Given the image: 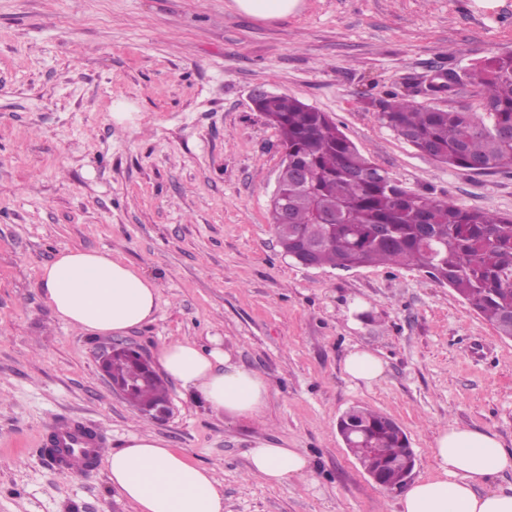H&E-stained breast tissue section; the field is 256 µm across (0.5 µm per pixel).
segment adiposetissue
I'll use <instances>...</instances> for the list:
<instances>
[{"instance_id":"1","label":"adipose tissue","mask_w":512,"mask_h":512,"mask_svg":"<svg viewBox=\"0 0 512 512\" xmlns=\"http://www.w3.org/2000/svg\"><path fill=\"white\" fill-rule=\"evenodd\" d=\"M41 298L53 317L91 336L123 335L152 322L159 308L154 281L121 257L98 251L60 253L40 274ZM156 364L191 398L227 419L263 415L268 381L238 364L220 340L200 347L184 340L164 343ZM436 473L414 481L400 497V512H512V491L494 481L512 471V449L497 435L451 426L432 448ZM249 472L271 485L311 473L304 449L256 440ZM104 466L112 490L135 512H224V490L211 469L190 461L166 441L130 434L108 451Z\"/></svg>"}]
</instances>
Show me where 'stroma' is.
<instances>
[{
    "label": "stroma",
    "mask_w": 512,
    "mask_h": 512,
    "mask_svg": "<svg viewBox=\"0 0 512 512\" xmlns=\"http://www.w3.org/2000/svg\"><path fill=\"white\" fill-rule=\"evenodd\" d=\"M233 0H0V512H134L102 461L59 469L41 447L77 420L105 448L149 432L212 468L224 512H400L337 431L350 407L395 420L433 475L448 425L512 448V339L451 288L406 267H304L271 224L283 154L251 96L265 90L327 113L407 190L512 215V173L451 168L381 124L389 93L448 110L434 74L512 51V0H301L260 20ZM128 118L113 119L114 109ZM65 250L122 257L157 284L155 320L124 335L147 357L170 340L225 349L271 386L259 419L216 416L169 383L152 419L99 367L111 337L56 321L40 270ZM367 311L350 327L353 302ZM380 381L343 371L354 347ZM259 438L301 448L312 473L270 486L247 473ZM344 372L351 380L369 387L383 375L384 362L373 352L355 347L344 360Z\"/></svg>",
    "instance_id": "35a3bbf8"
}]
</instances>
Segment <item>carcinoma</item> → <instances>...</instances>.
Segmentation results:
<instances>
[{
    "label": "carcinoma",
    "instance_id": "obj_1",
    "mask_svg": "<svg viewBox=\"0 0 512 512\" xmlns=\"http://www.w3.org/2000/svg\"><path fill=\"white\" fill-rule=\"evenodd\" d=\"M477 87L483 112L466 105L441 110L394 93L379 121L440 164L483 171H512V51L495 53L464 74ZM280 135L288 164L278 180L290 215L275 235L284 252L299 249L317 266L388 264L413 267L444 279L503 336H512V216L467 209L411 193L370 162L323 112L295 97L276 94L256 106ZM307 171V182L296 170ZM112 376L130 381L138 366L112 358ZM167 396L155 378L128 394L130 403ZM338 422L355 444L354 456L368 472L384 470L382 483L396 485L414 467L404 431L368 407Z\"/></svg>",
    "mask_w": 512,
    "mask_h": 512
}]
</instances>
